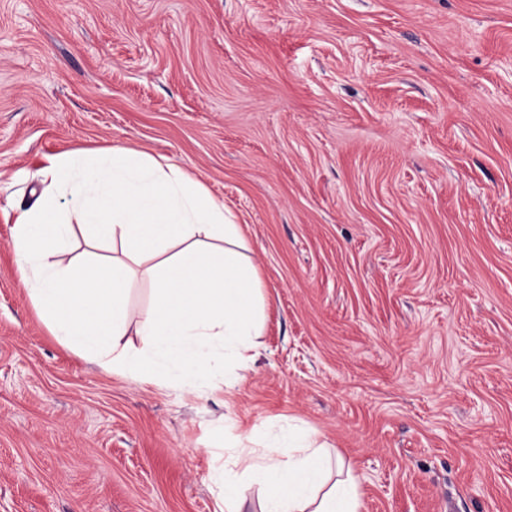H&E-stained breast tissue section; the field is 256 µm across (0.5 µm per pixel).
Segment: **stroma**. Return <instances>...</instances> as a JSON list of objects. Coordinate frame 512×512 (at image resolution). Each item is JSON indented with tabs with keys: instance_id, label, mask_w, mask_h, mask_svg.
I'll return each mask as SVG.
<instances>
[{
	"instance_id": "obj_1",
	"label": "stroma",
	"mask_w": 512,
	"mask_h": 512,
	"mask_svg": "<svg viewBox=\"0 0 512 512\" xmlns=\"http://www.w3.org/2000/svg\"><path fill=\"white\" fill-rule=\"evenodd\" d=\"M103 145L234 215L247 366L137 382L40 317L16 217ZM273 421L359 512H512V0H0V512H220ZM242 453L243 452H239L236 455H231L227 460H224L222 466L213 473V478L220 487L223 488L225 506L226 503H231L238 494V472L235 471V468H237L240 463Z\"/></svg>"
}]
</instances>
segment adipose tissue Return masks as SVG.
Returning <instances> with one entry per match:
<instances>
[{
  "mask_svg": "<svg viewBox=\"0 0 512 512\" xmlns=\"http://www.w3.org/2000/svg\"><path fill=\"white\" fill-rule=\"evenodd\" d=\"M42 177V203L19 213L10 245L55 336L135 381L178 370L202 386L210 354L244 361L264 299L254 267L231 248L240 232L222 199L180 167L124 147L65 151ZM78 230L91 247L120 243L121 256L73 257ZM142 264L153 306L139 314L130 293ZM131 331L142 351L124 343ZM241 474L258 484L261 512H359L358 475L332 480L328 446L311 432L283 427L262 451L224 460L213 477L225 502Z\"/></svg>",
  "mask_w": 512,
  "mask_h": 512,
  "instance_id": "1",
  "label": "adipose tissue"
}]
</instances>
